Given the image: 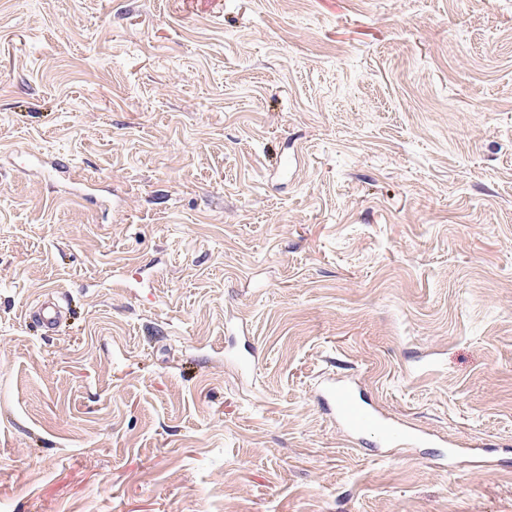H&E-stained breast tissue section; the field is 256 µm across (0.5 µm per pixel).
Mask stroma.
I'll list each match as a JSON object with an SVG mask.
<instances>
[{"instance_id":"obj_1","label":"stroma","mask_w":512,"mask_h":512,"mask_svg":"<svg viewBox=\"0 0 512 512\" xmlns=\"http://www.w3.org/2000/svg\"><path fill=\"white\" fill-rule=\"evenodd\" d=\"M0 512H512V0H0ZM62 316V308L53 299H47L38 307L34 318L41 328L51 331L59 325ZM321 397L343 428L352 435L374 433L392 446L412 447L425 442L408 433L399 423L382 418L374 409L360 403L350 385L343 380L329 379Z\"/></svg>"}]
</instances>
